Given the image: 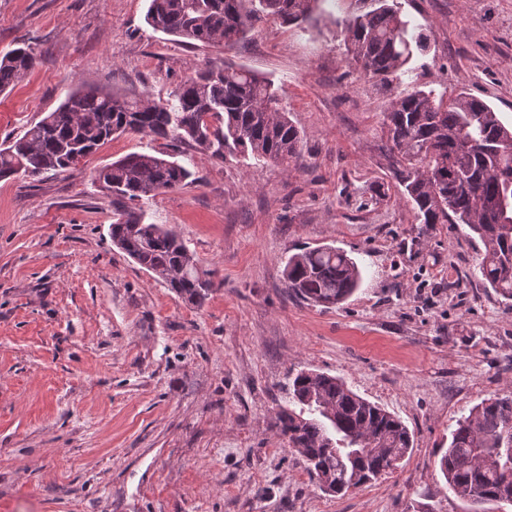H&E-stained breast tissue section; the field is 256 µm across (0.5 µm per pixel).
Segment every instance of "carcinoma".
Instances as JSON below:
<instances>
[{
  "mask_svg": "<svg viewBox=\"0 0 512 512\" xmlns=\"http://www.w3.org/2000/svg\"><path fill=\"white\" fill-rule=\"evenodd\" d=\"M317 0H148L147 23L168 36L231 47L261 16L299 25ZM344 23L350 64L363 78L389 79L425 51L421 32L389 0ZM38 61L22 44L0 57V93ZM384 123L395 151L393 174L423 224H464L483 246V280L512 301V126L466 92L446 98L414 90L393 101ZM122 135L188 145L216 159L238 153L288 170L303 135L280 104L274 83L232 64L178 84L166 99L99 88L69 91L23 134L0 143V178L40 181L76 167ZM116 197L112 243L186 302L202 306L215 287L213 271L139 202L179 189L195 173L165 151L133 152L97 171ZM288 290L322 306L350 298L363 280L358 262L323 245L291 255ZM293 407L278 417L280 435L307 462L315 487L332 495L360 488L394 469L412 449L402 421L362 398L339 378L302 370L292 380ZM448 486L474 507L512 503V391L483 400L456 420L439 460Z\"/></svg>",
  "mask_w": 512,
  "mask_h": 512,
  "instance_id": "carcinoma-1",
  "label": "carcinoma"
}]
</instances>
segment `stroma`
<instances>
[{
	"label": "stroma",
	"instance_id": "1",
	"mask_svg": "<svg viewBox=\"0 0 512 512\" xmlns=\"http://www.w3.org/2000/svg\"><path fill=\"white\" fill-rule=\"evenodd\" d=\"M428 51L375 83L351 70L343 23L371 0H319L309 23L258 21L231 48L155 31L147 0H0V56L39 60L0 93V141L95 86L167 97L226 64L270 79L304 136L291 172L178 160L199 183L143 201L215 273L188 304L112 242L100 167L150 152L116 138L75 168L0 180V512H470L438 466L456 421L512 391V305L462 224H418L384 126L416 89L464 91L512 122V0H396ZM333 245L359 290L326 308L290 294L289 256ZM341 378L398 417L412 451L329 496L280 437L288 375Z\"/></svg>",
	"mask_w": 512,
	"mask_h": 512
}]
</instances>
